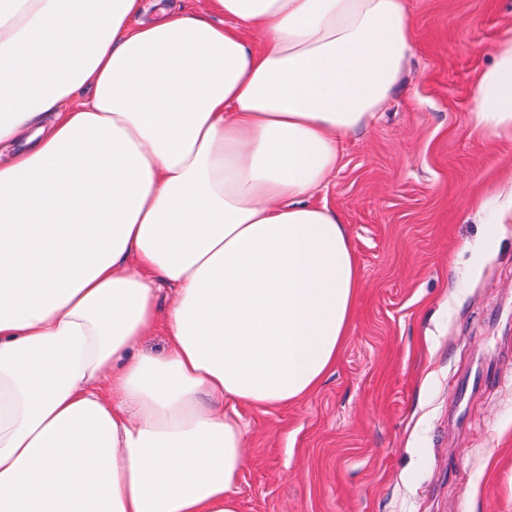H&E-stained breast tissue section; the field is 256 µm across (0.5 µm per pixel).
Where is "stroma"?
<instances>
[{"mask_svg":"<svg viewBox=\"0 0 512 512\" xmlns=\"http://www.w3.org/2000/svg\"><path fill=\"white\" fill-rule=\"evenodd\" d=\"M407 5L398 87L312 197L360 267L347 340L308 397L237 405L240 512H512V217L489 245L472 208L512 142L471 129L512 0Z\"/></svg>","mask_w":512,"mask_h":512,"instance_id":"1","label":"stroma"}]
</instances>
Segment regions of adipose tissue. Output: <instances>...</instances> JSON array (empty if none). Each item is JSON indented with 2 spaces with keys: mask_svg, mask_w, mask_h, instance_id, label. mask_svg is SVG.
<instances>
[{
  "mask_svg": "<svg viewBox=\"0 0 512 512\" xmlns=\"http://www.w3.org/2000/svg\"><path fill=\"white\" fill-rule=\"evenodd\" d=\"M214 7L0 0V512H239L225 404L295 403L345 344L359 266L311 197L398 83L406 0ZM475 95L512 140V39ZM174 12H188L210 16L216 22L225 21L224 17L213 14L210 0H164Z\"/></svg>",
  "mask_w": 512,
  "mask_h": 512,
  "instance_id": "adipose-tissue-1",
  "label": "adipose tissue"
}]
</instances>
